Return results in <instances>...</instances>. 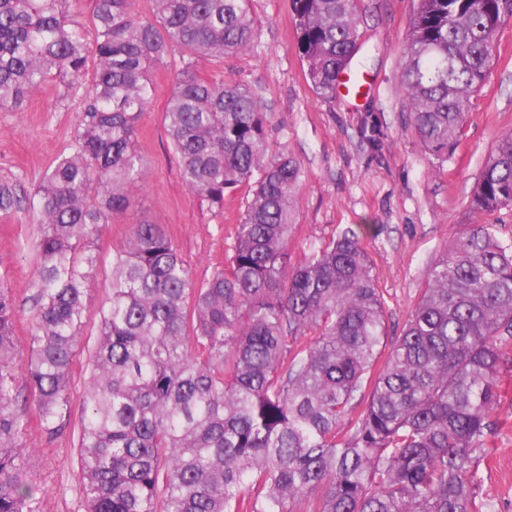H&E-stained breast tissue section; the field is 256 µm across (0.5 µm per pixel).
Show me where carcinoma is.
<instances>
[{
	"mask_svg": "<svg viewBox=\"0 0 512 512\" xmlns=\"http://www.w3.org/2000/svg\"><path fill=\"white\" fill-rule=\"evenodd\" d=\"M0 0V110L50 79L82 91L70 152L25 197L39 225L33 347L19 370L15 310L0 287V512H34L20 468L18 382L44 431L69 425L79 335L89 322L78 482L86 512H482L477 466L512 370V244L472 224L431 266L399 336L359 233L290 264L299 160L272 150L251 88L197 60L254 46L248 0ZM305 78L323 99L360 37L358 0H291ZM502 0H418L400 83L418 137L445 162L493 61ZM164 124L180 175L218 208L247 192L228 267L198 283L161 225H132L106 301L87 296L102 226L129 206L148 161L136 131L153 72L172 55ZM20 202L0 184V211ZM512 205V131L489 153L471 208ZM391 343L383 364V347ZM356 417L353 400L363 388Z\"/></svg>",
	"mask_w": 512,
	"mask_h": 512,
	"instance_id": "carcinoma-1",
	"label": "carcinoma"
}]
</instances>
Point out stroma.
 Here are the masks:
<instances>
[{
    "label": "stroma",
    "mask_w": 512,
    "mask_h": 512,
    "mask_svg": "<svg viewBox=\"0 0 512 512\" xmlns=\"http://www.w3.org/2000/svg\"><path fill=\"white\" fill-rule=\"evenodd\" d=\"M257 38L253 49L218 60L199 59L201 72H223L225 79L258 93L270 114L268 141L292 153L303 169L296 224L288 244L292 260L329 242L345 229L359 233L373 260V273L385 300L389 331L399 336L426 285L428 271L449 241L471 224H493L503 242H512V208L471 209L469 201L484 161L498 136L512 131V16L505 17L496 53L472 107L463 136L448 161L425 150L411 120L398 75V48L417 9V0H360L359 50L350 70L363 91L320 98L306 80L297 51L290 0H249ZM172 56L153 74L155 93L137 130V145L149 162L144 181L128 190L124 214L104 225L96 244L99 261L92 307L106 296L112 252L133 224L150 219L164 227L196 281L207 279L232 254L234 225L244 189L226 192L217 208L193 196L163 121L172 75ZM80 97L59 101L56 82H46L17 111L0 112V181L28 195L45 170L67 153L76 134ZM37 226L26 207L0 212V286L13 298L17 358L27 362L36 312ZM97 329L88 325L72 371L69 428L51 436L31 413L22 393L19 409L27 426L22 436L33 453L22 465V480L35 490L36 512H84L76 471L81 394L87 359ZM488 452L478 466L480 500L494 512H512V374L501 383L500 404Z\"/></svg>",
    "instance_id": "stroma-1"
}]
</instances>
